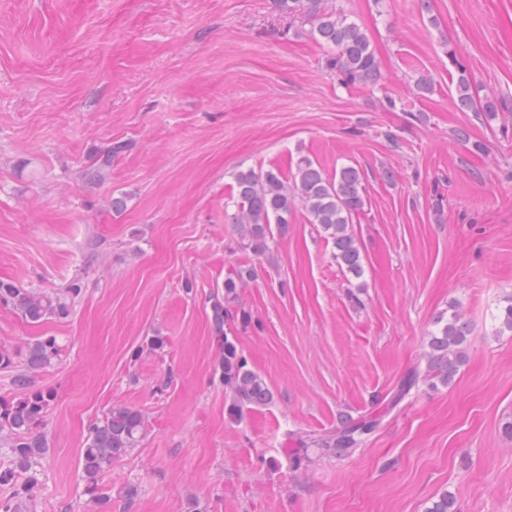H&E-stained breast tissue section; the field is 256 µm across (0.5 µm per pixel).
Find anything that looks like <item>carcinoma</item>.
Instances as JSON below:
<instances>
[{
  "label": "carcinoma",
  "mask_w": 512,
  "mask_h": 512,
  "mask_svg": "<svg viewBox=\"0 0 512 512\" xmlns=\"http://www.w3.org/2000/svg\"><path fill=\"white\" fill-rule=\"evenodd\" d=\"M273 8L288 18L309 27V35L332 50L326 67L340 77L342 83L381 85L382 73L368 36L361 26L348 19L326 0H272ZM457 106L464 112H482L493 117L498 112L493 96L482 94L461 71L456 83ZM128 148L117 141L103 149L83 173L84 182H103L112 165V157ZM362 172L345 165L328 175L312 160L297 162L292 181L288 182L273 169L240 171L235 177L234 197L237 213L239 247L255 257L271 256L273 231L283 236L288 232V215L296 206L307 212L309 223L315 224L333 245V259L340 269L360 278L364 274L361 247L351 229L353 217L364 210L365 197ZM253 270L239 267L224 279V291L210 299L211 320L215 331L219 381L230 394L228 415L235 418L243 408L269 404L273 394L264 378L250 366L235 336L227 332L230 321L248 322V315L238 301V288L252 277ZM81 293V285L73 282L63 293H45L20 288L0 280V303L10 304L30 323L48 318L64 319ZM470 330L466 319L456 310L438 315L428 334V352L424 371L407 374L393 392L387 409L398 406L421 380L449 384L466 359ZM62 348L54 336H40L28 343L24 363L16 368L15 353L0 348V367L15 369L11 384L15 397L0 399V438L9 444L10 465L0 467V485H10L13 497L23 498L28 485L17 475L31 471L47 452V442L40 428L54 396L34 387V376L61 356ZM382 414L347 419L336 430L309 435L301 440L302 448H322L343 456L359 446L379 425ZM147 433L146 415L138 408L124 404L112 406L89 428L81 451L80 469L85 492L106 510L111 500L110 489L102 477L112 465L136 448Z\"/></svg>",
  "instance_id": "1"
}]
</instances>
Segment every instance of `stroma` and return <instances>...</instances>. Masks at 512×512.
<instances>
[{"mask_svg": "<svg viewBox=\"0 0 512 512\" xmlns=\"http://www.w3.org/2000/svg\"><path fill=\"white\" fill-rule=\"evenodd\" d=\"M334 2L367 34L379 87L343 86L271 0H0V279L82 286L61 320L0 305V347L63 349L36 377L54 401L29 494L0 486L16 512H96L79 459L115 404L149 432L103 478L111 512H426L443 493L456 512H512V334L496 331L512 302V0ZM462 69L496 118L458 108ZM422 75L433 91L410 95ZM117 140L108 179L86 184ZM302 157L364 173L362 288L301 208L271 258L239 248L237 172L288 178ZM249 265V321L229 328L273 400L233 419L210 299ZM451 307L471 326L464 365L386 410ZM156 331L161 353L142 347ZM375 413L344 456L286 454ZM128 148L122 141H117L103 149L97 159L88 166L83 173V179L88 184H100L103 182L112 165V157L121 154Z\"/></svg>", "mask_w": 512, "mask_h": 512, "instance_id": "1", "label": "stroma"}]
</instances>
